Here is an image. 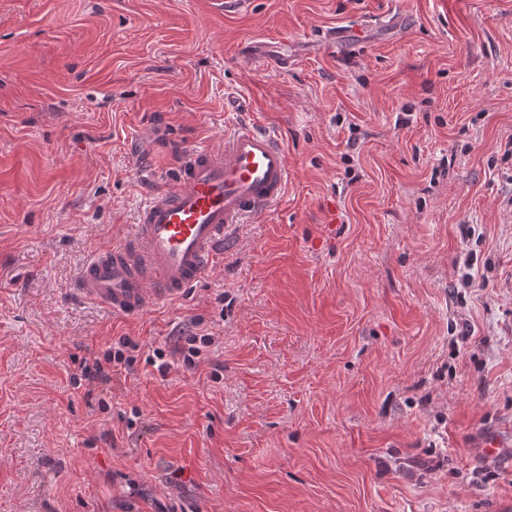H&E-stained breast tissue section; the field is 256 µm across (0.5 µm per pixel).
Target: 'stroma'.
Listing matches in <instances>:
<instances>
[{
  "label": "stroma",
  "mask_w": 512,
  "mask_h": 512,
  "mask_svg": "<svg viewBox=\"0 0 512 512\" xmlns=\"http://www.w3.org/2000/svg\"><path fill=\"white\" fill-rule=\"evenodd\" d=\"M358 22L363 41L320 47ZM287 37L289 62L237 57ZM284 201L128 317L79 298L240 124ZM336 233L327 235L328 209ZM211 334L196 368L153 352ZM130 362L85 396L83 358ZM512 0H0V512H512Z\"/></svg>",
  "instance_id": "35a3bbf8"
}]
</instances>
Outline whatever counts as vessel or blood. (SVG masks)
I'll return each mask as SVG.
<instances>
[{
  "instance_id": "vessel-or-blood-1",
  "label": "vessel or blood",
  "mask_w": 512,
  "mask_h": 512,
  "mask_svg": "<svg viewBox=\"0 0 512 512\" xmlns=\"http://www.w3.org/2000/svg\"><path fill=\"white\" fill-rule=\"evenodd\" d=\"M242 50L288 65L284 37L253 40ZM288 179V150L270 130L241 126L223 149L192 151L169 188L149 193L132 235L86 261L77 294L124 315L180 298L207 274L234 228L280 204Z\"/></svg>"
}]
</instances>
